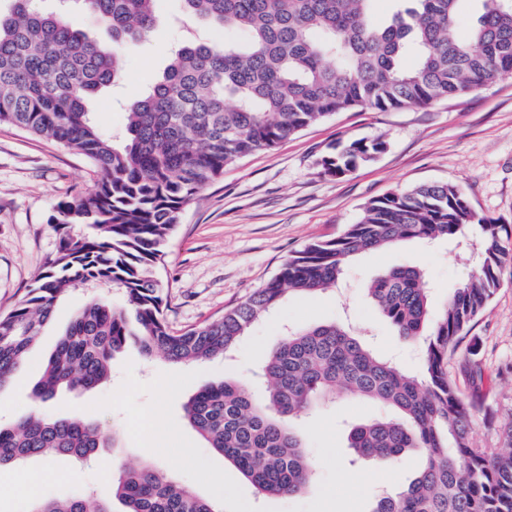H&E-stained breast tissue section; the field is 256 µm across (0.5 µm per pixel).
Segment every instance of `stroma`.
<instances>
[{"label": "stroma", "instance_id": "1", "mask_svg": "<svg viewBox=\"0 0 512 512\" xmlns=\"http://www.w3.org/2000/svg\"><path fill=\"white\" fill-rule=\"evenodd\" d=\"M181 8V0H157L160 25L124 50L121 86L94 100V119L107 134L121 136L128 107L146 95L179 46L181 36L167 20ZM377 136L388 147L374 161L341 178L325 174L322 159L335 145ZM95 180L90 163L74 151L0 125V313L26 299L45 258L54 252L58 235L48 222L54 205L85 193ZM430 182L457 185L477 213L512 226V77L461 101L398 112H338L273 150L226 167L179 211L155 268L169 328L179 332L221 318L274 277L294 252L336 238L357 222L370 200ZM403 264L424 269L435 316L449 289L471 272L448 242L407 241L365 253L348 262L338 287L288 296L227 358L176 364L144 356L130 345L113 358L110 377L97 387L82 393L61 390L42 402L32 389L76 311L94 298L120 300L118 291L107 288L67 292L5 387L11 403L0 410V425L35 412L93 421L104 431H119L120 446L101 449L81 463L57 457L0 468V512H30L34 497L23 493L30 485L41 497L92 491L109 502L112 512H122L112 496V471L125 462L145 461L214 502L219 512H370L376 496L401 492L421 467L417 455L385 465L352 462L349 427L379 415L378 405L339 398L305 420L299 431L319 467L302 492L281 497L258 495L188 424L183 406L201 387L225 378L259 389L256 372L287 326L345 325L366 336L375 354L418 373L416 347L396 336L366 292L372 278ZM475 367L487 380L481 392L492 413L476 415L472 439L490 448L498 431L512 422V268L505 269L487 310L448 358V374L468 400L473 397L468 375Z\"/></svg>", "mask_w": 512, "mask_h": 512}]
</instances>
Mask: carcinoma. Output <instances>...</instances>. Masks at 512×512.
Returning a JSON list of instances; mask_svg holds the SVG:
<instances>
[{"mask_svg":"<svg viewBox=\"0 0 512 512\" xmlns=\"http://www.w3.org/2000/svg\"><path fill=\"white\" fill-rule=\"evenodd\" d=\"M182 2L176 23L186 41L126 112L118 147L95 122L91 102L122 83L123 49L159 24L155 0H72L65 12L42 11L36 0H0V125L80 153L99 175L94 189L56 205L49 219L58 232L54 253L27 299L0 315V390L71 288L106 285L121 292V303L94 299L78 311L34 388L41 401L61 387H96L131 342L175 363L222 357L287 295L335 286L352 257L469 232L477 261L450 289L437 320L418 265L392 268L368 288L397 336L422 344L420 374L377 356L345 328L320 324L288 333L271 351L262 395L224 379L189 398L184 413L258 494L281 496L305 488L316 468L294 421L338 396L375 401L393 413L354 425L349 447L375 464L417 450L422 465L405 490L376 499L371 512H512V423L495 446H474L473 405L448 377V352L512 264V230L477 214L459 187L433 182L370 201L340 236L295 252L244 302L202 327L169 329L154 276L179 210L225 167L336 112L424 108L511 77L512 0H482L484 11L465 38L457 32L458 0H398L382 26L371 20L372 0ZM74 11L100 20L112 44L90 37ZM200 27L242 39H203ZM410 48L416 63L405 68ZM386 147L381 136L340 143L323 158L324 171L344 176ZM109 441L94 422L35 413L0 427V467L34 457L86 460ZM112 493L124 512H219L151 463L121 466ZM32 512L112 510L84 494L38 499Z\"/></svg>","mask_w":512,"mask_h":512,"instance_id":"obj_1","label":"carcinoma"}]
</instances>
